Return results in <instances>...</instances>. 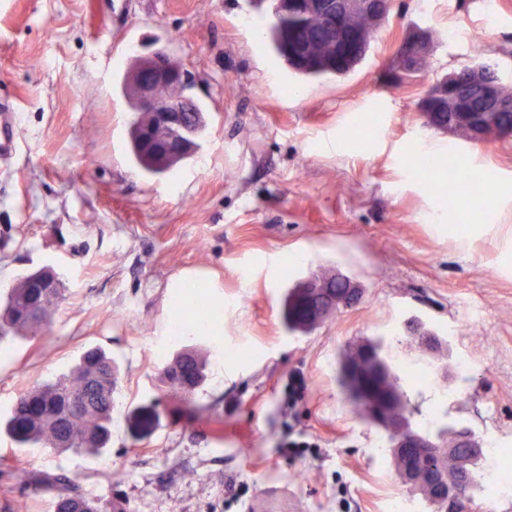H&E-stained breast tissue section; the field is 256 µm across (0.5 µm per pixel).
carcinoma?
Masks as SVG:
<instances>
[{"label": "carcinoma", "instance_id": "cac0c4a2", "mask_svg": "<svg viewBox=\"0 0 512 512\" xmlns=\"http://www.w3.org/2000/svg\"><path fill=\"white\" fill-rule=\"evenodd\" d=\"M271 0L273 20L261 31L263 40L275 48L295 71L308 77L345 75L366 56L369 47L349 52L343 63L336 61L335 39H327L321 20L297 12L284 14ZM490 131L497 138L512 136V106L493 113ZM131 152L136 164L149 173L168 171L180 158L168 159L159 166L146 149L141 127L132 123ZM64 297L59 278L43 270L21 276L7 295L0 298V345L12 335H36L48 330L50 313ZM355 347H350L339 362V381L346 398L366 419H371L370 399L359 382L350 376L346 364ZM206 361L192 348L178 352L162 370L164 384L183 394H189L206 378ZM119 368L103 349L86 350L80 362L67 374L33 385L15 402L3 428L21 448H51L73 451L88 456L104 452L112 438V418L115 393L119 383ZM75 398L84 400L82 411L72 408ZM494 481L482 466V458L472 462L463 478L461 507L473 501L476 492ZM31 485L52 496L55 512H114L112 502L86 496L64 473H40Z\"/></svg>", "mask_w": 512, "mask_h": 512}]
</instances>
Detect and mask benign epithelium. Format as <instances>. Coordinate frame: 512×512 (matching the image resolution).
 Returning <instances> with one entry per match:
<instances>
[{
	"label": "benign epithelium",
	"instance_id": "obj_1",
	"mask_svg": "<svg viewBox=\"0 0 512 512\" xmlns=\"http://www.w3.org/2000/svg\"><path fill=\"white\" fill-rule=\"evenodd\" d=\"M283 8L292 7L305 13H319L328 19V26L341 34L346 47L358 48L368 39L369 31L346 24L348 15L363 13L380 18L385 4L382 0H280ZM430 31L415 27L399 50L400 71H414L429 47ZM184 69L172 68L159 56L147 58L141 70L130 82V92L137 101V111L142 117V130L151 153L159 162L197 149L196 131L191 125L195 109L185 95ZM487 73L480 64L461 70V75L451 77V83L429 85L420 98V107L427 118L442 116L440 128L456 132L465 126L472 139L487 138L486 116L501 111L506 93L498 90L486 93ZM455 94L460 104L447 114L439 112L444 99ZM336 278L347 284V294L336 298L329 294L326 279H308L294 294L292 304L298 313L293 324L299 328H312L321 322L322 306L336 308L359 298L360 291L354 282L342 275ZM355 373L366 374L381 390L371 407L375 420L388 434L391 447L395 448L397 472L401 481L411 491L422 495L430 505L441 510L448 505L451 495L461 494L459 476L467 472L473 457L482 454L478 441L466 430L455 432L448 442V451L468 448L470 454L456 459V471L448 470V456L441 446L429 438L409 431L407 415L402 409V399L393 388L383 387L389 381V368L378 350L370 345L358 346L357 360L348 365Z\"/></svg>",
	"mask_w": 512,
	"mask_h": 512
}]
</instances>
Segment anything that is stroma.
Here are the masks:
<instances>
[{
	"mask_svg": "<svg viewBox=\"0 0 512 512\" xmlns=\"http://www.w3.org/2000/svg\"><path fill=\"white\" fill-rule=\"evenodd\" d=\"M252 0H0V99L13 98L18 148L0 161V294L49 267L66 290L43 337L0 355V419L37 382L102 346L120 373L112 440L98 457L20 448L0 434V512H54L29 492L36 472L65 471L93 498L129 512H431L400 482L383 431L336 381L345 345L383 340L414 423L433 413L469 427L506 484L512 512V272L503 237L462 241L431 220L440 204L468 219L449 169L488 181L480 224L512 226V136L484 143L424 126V88L473 63L471 37L512 88V0H393L365 59L310 80L260 45ZM432 49L415 82L396 83L414 26ZM167 48L188 71L206 127L172 171L144 174L129 151L135 118L120 84L134 56ZM447 150L432 182L418 143ZM337 269L361 301L289 332L288 289ZM193 276L220 311L190 395L160 380L179 351L167 330L176 282ZM419 320L466 376L437 379L408 337Z\"/></svg>",
	"mask_w": 512,
	"mask_h": 512,
	"instance_id": "35a3bbf8",
	"label": "stroma"
}]
</instances>
